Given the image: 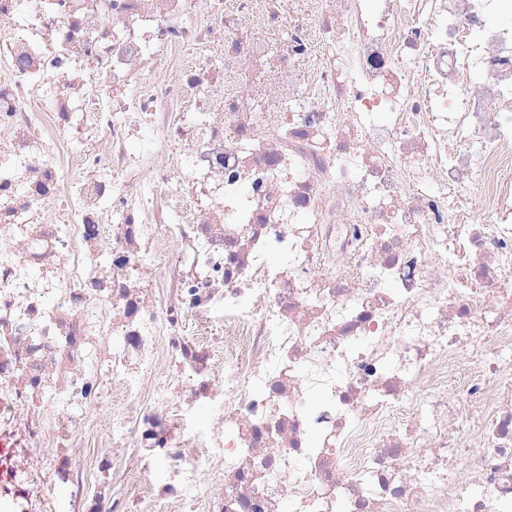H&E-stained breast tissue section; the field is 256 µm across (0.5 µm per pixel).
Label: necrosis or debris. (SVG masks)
<instances>
[{
    "label": "necrosis or debris",
    "instance_id": "4bbe7bcc",
    "mask_svg": "<svg viewBox=\"0 0 512 512\" xmlns=\"http://www.w3.org/2000/svg\"><path fill=\"white\" fill-rule=\"evenodd\" d=\"M510 15L0 0V416L41 512H512Z\"/></svg>",
    "mask_w": 512,
    "mask_h": 512
}]
</instances>
